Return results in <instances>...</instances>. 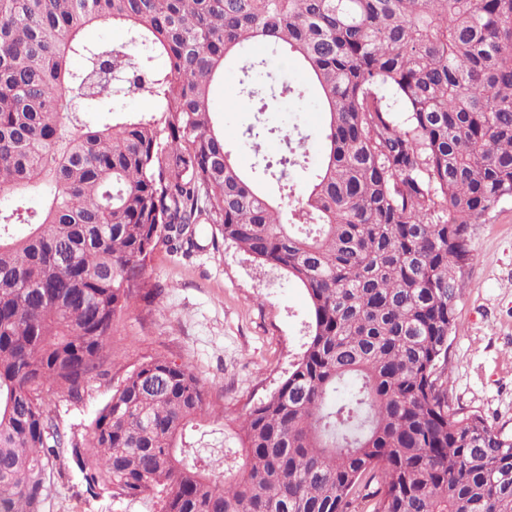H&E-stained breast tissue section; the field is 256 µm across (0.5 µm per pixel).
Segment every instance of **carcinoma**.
I'll use <instances>...</instances> for the list:
<instances>
[{"instance_id":"cac0c4a2","label":"carcinoma","mask_w":512,"mask_h":512,"mask_svg":"<svg viewBox=\"0 0 512 512\" xmlns=\"http://www.w3.org/2000/svg\"><path fill=\"white\" fill-rule=\"evenodd\" d=\"M105 23L128 41L83 37ZM258 42L303 79L247 58ZM231 61L255 112L288 94L327 114L286 203L215 126ZM136 90L156 108L124 111ZM278 133L242 136L285 188L307 137L269 159ZM0 196V512H42L66 447L86 491L159 512H512V436L445 388L468 225L512 199V0H0ZM203 223L306 290L303 354L231 448L208 388L163 358L66 439L50 391L81 398L150 257Z\"/></svg>"}]
</instances>
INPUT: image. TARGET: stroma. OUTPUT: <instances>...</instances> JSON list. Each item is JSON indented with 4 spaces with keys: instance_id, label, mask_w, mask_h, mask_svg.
<instances>
[{
    "instance_id": "obj_1",
    "label": "stroma",
    "mask_w": 512,
    "mask_h": 512,
    "mask_svg": "<svg viewBox=\"0 0 512 512\" xmlns=\"http://www.w3.org/2000/svg\"><path fill=\"white\" fill-rule=\"evenodd\" d=\"M214 111L237 164L257 161L243 131L254 123L240 94L235 64L213 92ZM266 120L283 133L309 134L308 168L320 162L316 137L324 114L316 98H279ZM472 258L462 271L456 300L458 329L448 344V397L465 412L512 433V200L499 203L468 227ZM145 279L162 292L134 300L110 338L112 361L86 383L81 400L56 393L52 414L74 441H84L95 411L125 374L154 357L188 366L212 392L224 433L287 378L308 340V298L279 271L257 262L218 231L204 227L192 251L158 250ZM56 475L43 512H156L142 498L90 495L70 452L53 462Z\"/></svg>"
}]
</instances>
